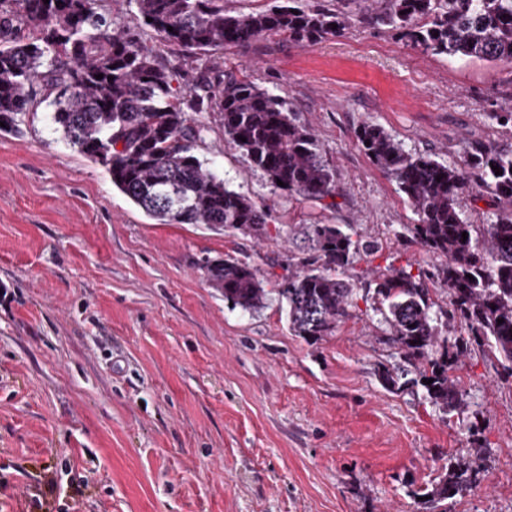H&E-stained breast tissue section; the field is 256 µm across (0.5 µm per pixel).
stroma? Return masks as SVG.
I'll return each mask as SVG.
<instances>
[{
  "mask_svg": "<svg viewBox=\"0 0 512 512\" xmlns=\"http://www.w3.org/2000/svg\"><path fill=\"white\" fill-rule=\"evenodd\" d=\"M210 64L285 99L342 195H288L202 114L200 157L275 217L257 242L157 223L64 140L47 105L0 132V512H425L421 494L479 448L488 469L449 512H512V377L494 358H462L465 407L446 414L421 387L383 384L402 361L371 296L310 344L278 301L242 312L198 266L231 257L280 276L289 225L346 224L381 244L353 279L432 270L399 236L410 203L355 134L376 123L442 162L510 142L488 113L512 103V67L424 54L358 21L315 43L265 34Z\"/></svg>",
  "mask_w": 512,
  "mask_h": 512,
  "instance_id": "stroma-1",
  "label": "stroma"
}]
</instances>
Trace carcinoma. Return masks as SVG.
I'll return each instance as SVG.
<instances>
[{"label": "carcinoma", "instance_id": "cac0c4a2", "mask_svg": "<svg viewBox=\"0 0 512 512\" xmlns=\"http://www.w3.org/2000/svg\"><path fill=\"white\" fill-rule=\"evenodd\" d=\"M104 2L0 0L1 132L16 129L36 102L53 106L64 139L159 224H206L256 241L268 235L271 212L230 189L195 154L206 126L192 112L219 113L235 149L272 183L282 181L288 194L340 195L336 170L323 161L312 129L280 96L207 65L197 76L175 71L154 48L113 26ZM349 2L358 21L391 27L414 50L512 65V0H383L379 11L375 0ZM135 7L159 43L204 62L265 33L296 43L335 37L352 17L301 0L237 15L224 13V0H135ZM179 74L185 84L175 87ZM356 139L409 200L417 219L406 232L436 259L435 271L394 268L358 286L342 274L358 255L381 246L353 239L343 224L288 225V242L301 255L288 256V275L273 288L247 261L207 258L200 269L244 312L277 297L289 329L310 343L335 333L359 291L373 293L386 306L388 339L409 364L403 382L384 370L385 381L400 389L422 384L432 403L455 411L461 406L456 366L470 347L488 348L512 377V146L477 142L463 161L443 163L407 150L378 124L362 125ZM467 192L494 198V219L470 223L459 203ZM434 284L448 288V307L436 306ZM457 326L467 336L450 345L442 333ZM482 472L477 462L448 463L428 493V512H447L448 500L468 491Z\"/></svg>", "mask_w": 512, "mask_h": 512}]
</instances>
